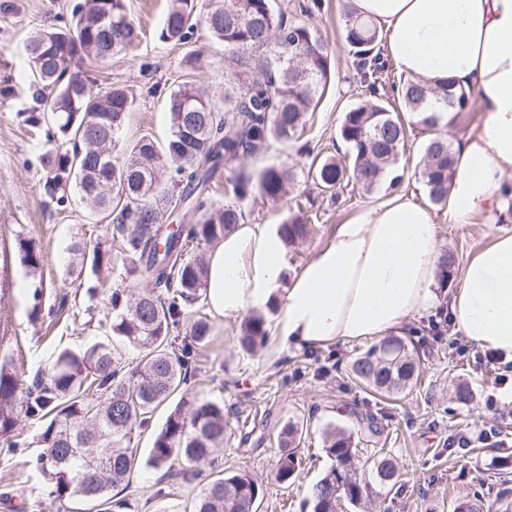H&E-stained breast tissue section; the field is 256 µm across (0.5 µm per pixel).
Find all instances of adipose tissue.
I'll return each mask as SVG.
<instances>
[{
  "mask_svg": "<svg viewBox=\"0 0 512 512\" xmlns=\"http://www.w3.org/2000/svg\"><path fill=\"white\" fill-rule=\"evenodd\" d=\"M353 2L400 71L478 95L485 119L456 144L449 223L511 216L512 0ZM444 252L431 211L402 188L335 225L295 273L274 225L238 224L208 255L206 302L220 320L277 306L279 342L311 349L402 333L444 304L470 343L512 358V234L469 256L447 301L438 292Z\"/></svg>",
  "mask_w": 512,
  "mask_h": 512,
  "instance_id": "1",
  "label": "adipose tissue"
}]
</instances>
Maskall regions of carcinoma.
Masks as SVG:
<instances>
[{"label": "carcinoma", "instance_id": "1", "mask_svg": "<svg viewBox=\"0 0 512 512\" xmlns=\"http://www.w3.org/2000/svg\"><path fill=\"white\" fill-rule=\"evenodd\" d=\"M198 18L232 62L224 110L194 83L181 82L167 99L165 142L146 132L121 153L116 147L134 97L112 83L94 92L87 78L78 74L74 81L64 80L59 68L66 58L74 67L135 45L136 24L126 0H86L70 30L36 32L25 46L31 74L52 92L46 111L24 119L32 127L54 130L44 144L46 192L72 189L88 202L93 216L112 224L111 245L81 237L69 246L80 270L95 277L90 296L110 293L112 316L103 337L76 351H59L32 390L22 389L8 360L0 361V434L14 432L22 417L40 420L43 451L35 467L51 493L59 502H97L100 512L130 509V501L112 491L132 486L141 466L137 449L130 446L133 433L147 428L165 403L169 411L146 464L186 484L198 483L192 512H258L262 493L250 474L224 467L219 458L227 429L224 405L182 385L212 335L203 301L208 275L203 245L223 239L244 220L247 198L282 199L293 173L279 165L262 166L232 180L218 207L206 193L224 162L300 139L308 113L329 83L330 54L309 24L285 19L275 0H205L200 8L195 0H172L160 39L182 41ZM343 39L357 59L364 99L344 113L340 125L348 152L313 161V180L333 199L347 174L367 193L385 180L400 184L398 163L407 129L400 112L405 110L430 132L422 177L431 203L446 205L454 155L435 117L427 114L428 89L403 76L385 79L389 62L378 33L353 9L345 14ZM441 103L459 113L476 109L471 90L451 85ZM182 198L194 202L196 221L172 233L166 218ZM279 230L292 246L311 236L314 227L299 210ZM18 251L29 274H40L43 255L32 240L18 239ZM116 265L130 287L111 286L106 273ZM186 321L189 331L177 335ZM238 341L251 352L266 346L265 316L244 317ZM411 344L401 336L387 337L353 361L352 378L381 394L406 390L419 376ZM128 350L137 357L125 358ZM297 439L298 427L291 423L279 433L283 452L276 479L282 484L298 468ZM324 441L331 464L308 489L312 512H336L341 500L358 505L374 482L384 488L398 484L395 462L388 457L374 462L371 479L349 477L357 472V448L345 429L327 428Z\"/></svg>", "mask_w": 512, "mask_h": 512}]
</instances>
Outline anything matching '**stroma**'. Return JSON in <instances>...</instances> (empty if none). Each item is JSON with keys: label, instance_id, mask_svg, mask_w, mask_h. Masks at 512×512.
I'll return each mask as SVG.
<instances>
[{"label": "stroma", "instance_id": "1", "mask_svg": "<svg viewBox=\"0 0 512 512\" xmlns=\"http://www.w3.org/2000/svg\"><path fill=\"white\" fill-rule=\"evenodd\" d=\"M78 0H0V257H8L15 281L0 299V322L8 323L17 341L0 346V357L11 356L23 384L48 368L63 349H77L105 331L111 315L107 297L89 298L88 276H71L67 247L74 237L91 236L108 241L111 229L88 221V209L77 196L64 205L50 202L43 184L42 161L45 129L27 127L24 119L38 111L45 96L29 73L25 43L33 31L66 30ZM304 0H277L285 17L307 19L331 54L329 86L302 136L325 155L336 152L344 113L363 98L356 80L354 57L346 45L344 0H322L321 10L305 16ZM140 31L128 53L104 63L83 61L85 75L122 86L134 97V107L123 130V140L149 132L164 140L169 132L166 100L178 83L189 80L216 107L224 105V85L231 79L224 67V47L216 43L203 23H196L184 43L160 40L170 0H128ZM195 64H187V55ZM426 138L420 125H412L401 156L404 178L416 200L428 203L419 161ZM311 163L296 148L278 146L257 158L225 165L229 179L266 165H285L295 173L287 198L272 204L250 198L244 203L246 219L253 224H279L290 213L293 199L303 195L314 201L320 226L311 238L290 247L291 270H299L325 244L335 224L357 211L384 202L389 186L375 192L361 190L347 180L338 200H331L308 175ZM444 247L464 265L470 253L489 242L491 232L512 233V221L496 226L477 222L449 223L444 209L433 206ZM33 239L43 254L41 278L28 276L14 250L17 237ZM239 320H213L211 341L197 358V370L187 382L189 390L223 401L230 432L222 453L225 466L249 472L263 489L259 512H311L305 490L329 467L324 451V431L332 425L352 434L359 459L379 450L390 452L402 473L399 491L377 488L360 505L345 512H455L458 505L481 496L484 512H512V360L487 361L484 349L469 343L455 326L442 331L430 321L418 320L406 330L421 365L420 377L398 399H383L357 385L347 368L368 350L365 342L337 343L323 350L298 349L270 339L255 353L243 351L236 340ZM472 390L462 405L455 399L458 384ZM370 413L379 434L369 435L358 423ZM302 432L297 449L299 467L292 484L277 481L281 454L276 436L285 423ZM17 433L27 447H11L10 436L0 435V512H98L93 503L75 498L58 502L35 473L33 462L41 453V424L21 419ZM467 448H457L459 439ZM157 471L142 467L123 495L131 512H156L158 506L183 512L197 489L179 484L164 500L153 498Z\"/></svg>", "mask_w": 512, "mask_h": 512}]
</instances>
